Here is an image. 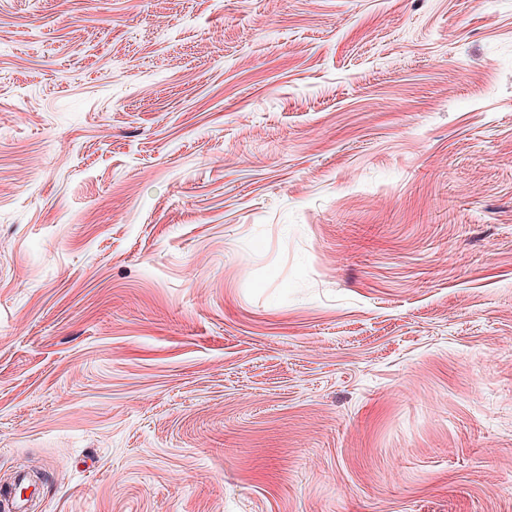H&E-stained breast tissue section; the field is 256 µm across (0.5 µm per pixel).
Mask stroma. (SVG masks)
I'll return each instance as SVG.
<instances>
[{
    "instance_id": "1",
    "label": "stroma",
    "mask_w": 512,
    "mask_h": 512,
    "mask_svg": "<svg viewBox=\"0 0 512 512\" xmlns=\"http://www.w3.org/2000/svg\"><path fill=\"white\" fill-rule=\"evenodd\" d=\"M512 512V0H0V512Z\"/></svg>"
}]
</instances>
